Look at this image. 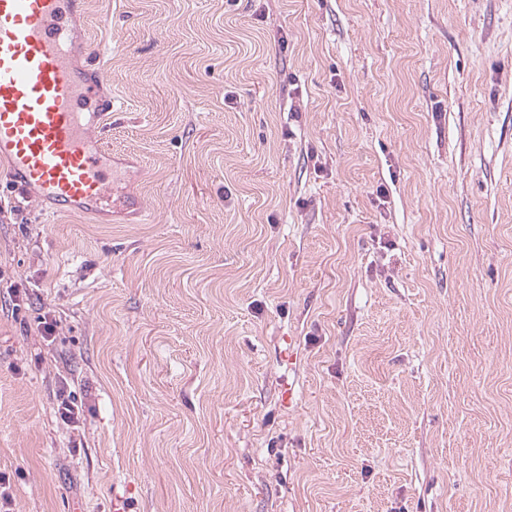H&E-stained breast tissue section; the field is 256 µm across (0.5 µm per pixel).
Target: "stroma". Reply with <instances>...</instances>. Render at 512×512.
Wrapping results in <instances>:
<instances>
[{
  "label": "stroma",
  "instance_id": "obj_1",
  "mask_svg": "<svg viewBox=\"0 0 512 512\" xmlns=\"http://www.w3.org/2000/svg\"><path fill=\"white\" fill-rule=\"evenodd\" d=\"M73 28L112 205L0 165L9 512H512V0Z\"/></svg>",
  "mask_w": 512,
  "mask_h": 512
}]
</instances>
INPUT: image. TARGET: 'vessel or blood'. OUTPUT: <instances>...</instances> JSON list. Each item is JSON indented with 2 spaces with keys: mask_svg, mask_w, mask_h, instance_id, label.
Wrapping results in <instances>:
<instances>
[{
  "mask_svg": "<svg viewBox=\"0 0 512 512\" xmlns=\"http://www.w3.org/2000/svg\"><path fill=\"white\" fill-rule=\"evenodd\" d=\"M79 0H0V162L17 188L64 211L110 196L91 138L112 111L102 69L74 61L69 21Z\"/></svg>",
  "mask_w": 512,
  "mask_h": 512,
  "instance_id": "vessel-or-blood-1",
  "label": "vessel or blood"
}]
</instances>
